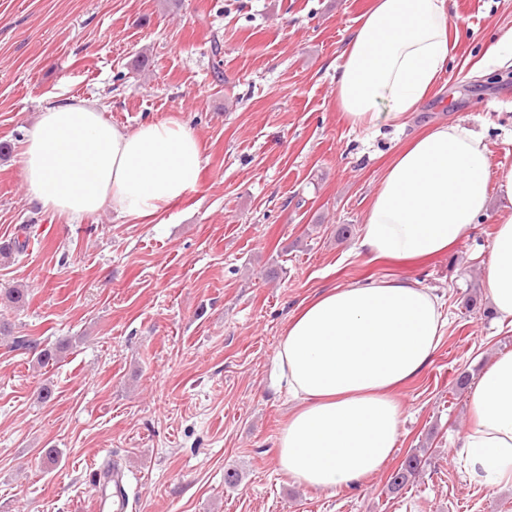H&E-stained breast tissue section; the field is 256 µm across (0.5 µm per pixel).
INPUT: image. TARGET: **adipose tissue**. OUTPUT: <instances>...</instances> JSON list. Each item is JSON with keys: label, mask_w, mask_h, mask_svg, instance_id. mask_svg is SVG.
I'll use <instances>...</instances> for the list:
<instances>
[{"label": "adipose tissue", "mask_w": 512, "mask_h": 512, "mask_svg": "<svg viewBox=\"0 0 512 512\" xmlns=\"http://www.w3.org/2000/svg\"><path fill=\"white\" fill-rule=\"evenodd\" d=\"M458 20L453 0H375L336 66V107L350 126H404L444 72ZM201 171L199 140L185 125L128 131L87 98L45 106L22 150L31 200L72 221L106 209L133 221L158 216L196 190ZM495 192L512 199V167L490 170L483 135L431 127L386 167L358 253L402 262L443 253L475 228ZM484 275L495 312L512 323V214L496 225ZM447 327L440 295L397 277L329 289L291 316L274 355L293 403L275 442L281 471L333 491L378 472L400 437L391 391L428 364ZM469 407L459 448L474 481L512 483V352L488 363Z\"/></svg>", "instance_id": "obj_1"}]
</instances>
